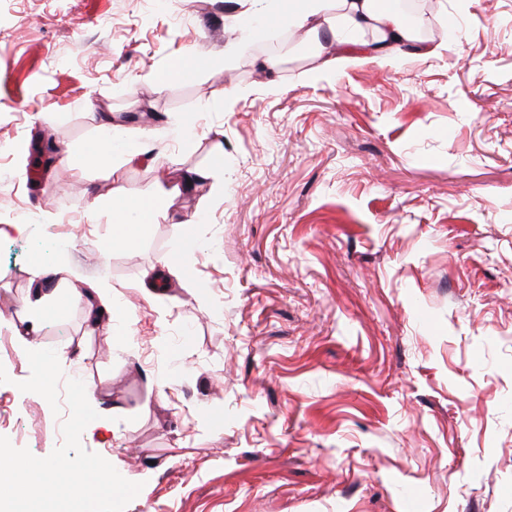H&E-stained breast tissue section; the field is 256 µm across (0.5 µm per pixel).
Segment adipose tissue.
<instances>
[{
    "instance_id": "adipose-tissue-1",
    "label": "adipose tissue",
    "mask_w": 512,
    "mask_h": 512,
    "mask_svg": "<svg viewBox=\"0 0 512 512\" xmlns=\"http://www.w3.org/2000/svg\"><path fill=\"white\" fill-rule=\"evenodd\" d=\"M288 23L305 30L310 37L316 69L320 72L333 70L342 52L363 45L362 37L368 32L374 34L375 40L365 45L366 51L379 60L392 59L395 53L407 48L420 55L430 52L417 39L404 15L379 6L378 0H290ZM159 210L155 197L131 205L118 203L112 210L113 243L133 245L142 231L140 223H133V216L146 220Z\"/></svg>"
}]
</instances>
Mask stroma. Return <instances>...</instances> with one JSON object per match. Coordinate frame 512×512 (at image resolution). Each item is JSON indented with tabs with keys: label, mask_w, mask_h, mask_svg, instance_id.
<instances>
[{
	"label": "stroma",
	"mask_w": 512,
	"mask_h": 512,
	"mask_svg": "<svg viewBox=\"0 0 512 512\" xmlns=\"http://www.w3.org/2000/svg\"><path fill=\"white\" fill-rule=\"evenodd\" d=\"M429 2L433 55L319 74L245 0H0V442L40 495L0 500L76 460L82 512H512V0ZM47 279L81 301L33 332ZM160 210L158 197H150L146 203L139 202L131 205L124 202L118 203L112 210V222L115 224L113 244L130 246L136 242L145 224H132L137 223L131 219L133 214L141 216L138 223H143Z\"/></svg>",
	"instance_id": "obj_1"
}]
</instances>
